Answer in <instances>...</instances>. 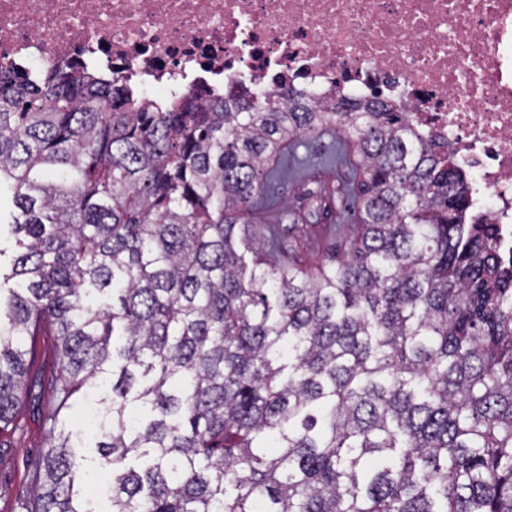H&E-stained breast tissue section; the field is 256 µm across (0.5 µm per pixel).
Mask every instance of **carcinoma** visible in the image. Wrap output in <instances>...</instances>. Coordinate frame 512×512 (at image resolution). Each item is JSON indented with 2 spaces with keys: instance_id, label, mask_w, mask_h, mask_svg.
I'll list each match as a JSON object with an SVG mask.
<instances>
[{
  "instance_id": "carcinoma-1",
  "label": "carcinoma",
  "mask_w": 512,
  "mask_h": 512,
  "mask_svg": "<svg viewBox=\"0 0 512 512\" xmlns=\"http://www.w3.org/2000/svg\"><path fill=\"white\" fill-rule=\"evenodd\" d=\"M353 143L350 245L309 270L253 207L288 147ZM298 225L336 208L307 179ZM0 434L35 338L58 368L24 512H92L76 399L112 378L111 512H512V261L448 144L393 106L270 93L155 111L125 82L0 64ZM253 254L245 261L239 246Z\"/></svg>"
}]
</instances>
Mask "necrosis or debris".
<instances>
[{
  "label": "necrosis or debris",
  "instance_id": "necrosis-or-debris-1",
  "mask_svg": "<svg viewBox=\"0 0 512 512\" xmlns=\"http://www.w3.org/2000/svg\"><path fill=\"white\" fill-rule=\"evenodd\" d=\"M121 72L144 99L392 103L451 142L512 256V0H0V63Z\"/></svg>",
  "mask_w": 512,
  "mask_h": 512
}]
</instances>
